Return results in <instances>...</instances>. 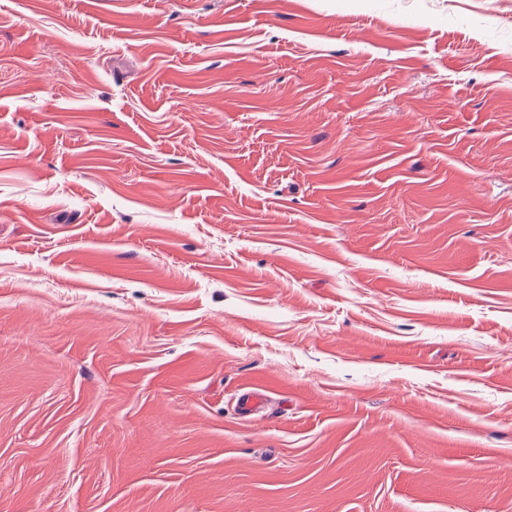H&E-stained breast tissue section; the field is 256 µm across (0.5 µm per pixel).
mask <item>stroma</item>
Masks as SVG:
<instances>
[{"label": "stroma", "instance_id": "obj_1", "mask_svg": "<svg viewBox=\"0 0 512 512\" xmlns=\"http://www.w3.org/2000/svg\"><path fill=\"white\" fill-rule=\"evenodd\" d=\"M0 512H512V0H0ZM267 395L260 388H253L243 392L238 400L239 413L248 416L254 412L260 411L266 406Z\"/></svg>", "mask_w": 512, "mask_h": 512}]
</instances>
